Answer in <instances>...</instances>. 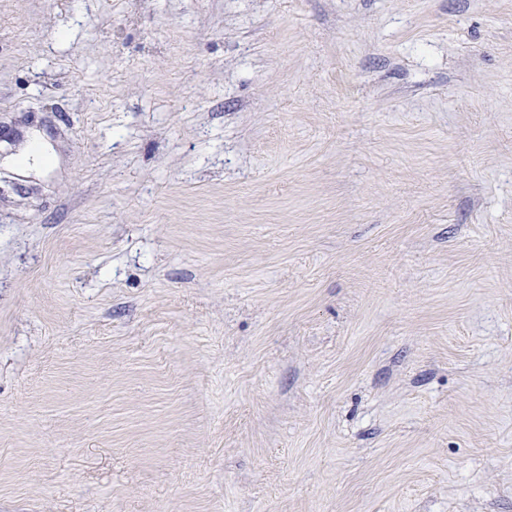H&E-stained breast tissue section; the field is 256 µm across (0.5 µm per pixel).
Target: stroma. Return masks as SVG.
<instances>
[{
	"mask_svg": "<svg viewBox=\"0 0 512 512\" xmlns=\"http://www.w3.org/2000/svg\"><path fill=\"white\" fill-rule=\"evenodd\" d=\"M0 512H512V0H0Z\"/></svg>",
	"mask_w": 512,
	"mask_h": 512,
	"instance_id": "obj_1",
	"label": "stroma"
}]
</instances>
